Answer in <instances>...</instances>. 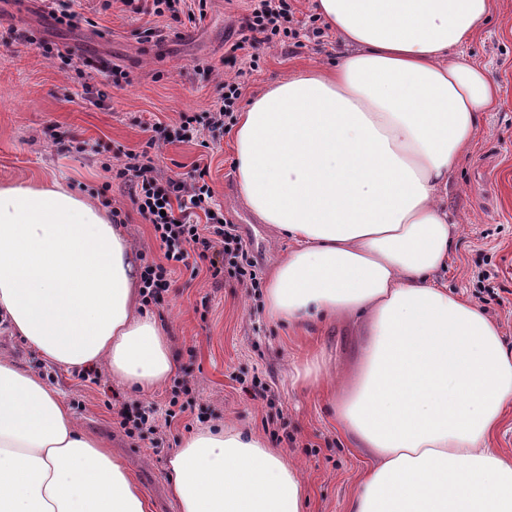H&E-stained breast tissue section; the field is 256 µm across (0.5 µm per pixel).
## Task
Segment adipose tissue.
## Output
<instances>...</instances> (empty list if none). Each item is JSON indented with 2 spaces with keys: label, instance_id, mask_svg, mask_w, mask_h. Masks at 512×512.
<instances>
[{
  "label": "adipose tissue",
  "instance_id": "1",
  "mask_svg": "<svg viewBox=\"0 0 512 512\" xmlns=\"http://www.w3.org/2000/svg\"><path fill=\"white\" fill-rule=\"evenodd\" d=\"M346 45L256 96L232 135L246 206L292 243L271 319L357 325L331 383L338 426L373 464L348 512H512V460L490 445L512 403V351L438 282L458 227L439 203L497 87L461 47L489 0H316ZM140 259L107 211L52 179L0 185V322L43 359L104 366L140 392L173 369L139 299ZM180 512H302L297 466L234 425L168 461ZM0 512H150L106 444L36 372L0 358Z\"/></svg>",
  "mask_w": 512,
  "mask_h": 512
}]
</instances>
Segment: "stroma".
Returning a JSON list of instances; mask_svg holds the SVG:
<instances>
[{
  "label": "stroma",
  "mask_w": 512,
  "mask_h": 512,
  "mask_svg": "<svg viewBox=\"0 0 512 512\" xmlns=\"http://www.w3.org/2000/svg\"><path fill=\"white\" fill-rule=\"evenodd\" d=\"M246 0H208L203 20L176 21L151 11L135 14L122 0H75L79 20L59 23L43 0H0V183L41 182L66 176L92 198L107 196L127 215L126 233L140 247L143 264L162 253L153 229L126 197L105 162L111 152L141 150L155 123L174 141L162 144L156 162L162 175L187 177L207 169V181L225 219L246 228L260 277L288 253L270 225L260 223L239 196L231 131L202 147L180 142L181 113L200 115L220 100L221 84L233 76L224 50L240 36ZM56 49L44 57L37 41ZM336 35L305 39L291 50L262 46L258 67L242 91L249 101L267 87L310 67H330L344 53ZM462 56L482 64L499 88L472 146L458 159L441 201L459 236L440 274L450 292L478 303L512 347V0H490ZM121 70L120 84L99 74L100 63ZM99 143L92 157L75 152L79 142ZM492 264L495 295L476 291L474 271ZM149 313L174 339V370L168 386L135 396L101 368L100 385L81 382L71 370L53 367L24 341L0 331V354L39 373L80 424L105 440L130 470L151 512H178L167 479V462L182 439L223 424L260 433L302 472L306 512H348L360 474L370 459L337 429L318 389L293 383L291 363L325 356L330 377L349 368L360 342L350 324L322 322L291 328L270 320L264 299L225 279L215 287L207 270H181ZM265 395L250 390L253 379ZM191 389L190 406L155 439L126 435L118 416L151 405L165 411L171 387Z\"/></svg>",
  "instance_id": "1"
}]
</instances>
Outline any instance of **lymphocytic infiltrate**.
<instances>
[{
  "label": "lymphocytic infiltrate",
  "mask_w": 512,
  "mask_h": 512,
  "mask_svg": "<svg viewBox=\"0 0 512 512\" xmlns=\"http://www.w3.org/2000/svg\"><path fill=\"white\" fill-rule=\"evenodd\" d=\"M293 21L294 9L289 0H248L241 37L224 53V66L234 71L235 77L225 82L220 104L214 106L205 120L181 114L182 139L195 141L223 131L227 120L233 117L248 78L257 68L256 48L297 39ZM151 131L142 150L125 152L115 170L130 202L151 224L163 252L162 262L145 266L141 275L140 294L145 303L159 302L171 288L173 274L186 267L194 272L206 267L218 286L230 277L242 287L260 288L246 242L235 225L214 213V194L205 171L187 178L159 175L152 152L167 139L168 130L157 123ZM188 392V386L175 387L161 418L150 408L134 413L120 410L122 427L132 437L156 434L161 423H172L185 412L182 397Z\"/></svg>",
  "instance_id": "lymphocytic-infiltrate-1"
}]
</instances>
